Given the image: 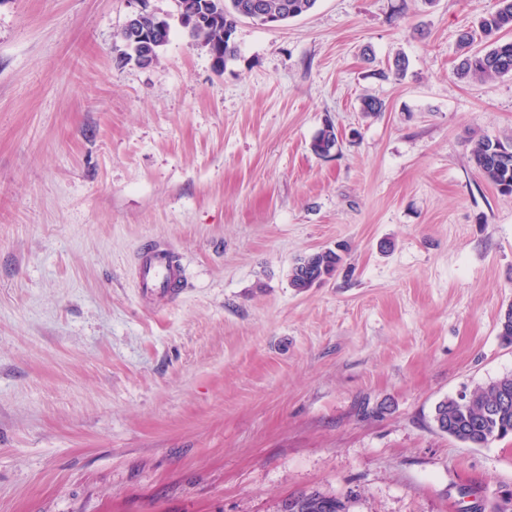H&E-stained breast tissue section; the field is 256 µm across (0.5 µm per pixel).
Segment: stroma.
Listing matches in <instances>:
<instances>
[{
    "label": "stroma",
    "instance_id": "obj_1",
    "mask_svg": "<svg viewBox=\"0 0 512 512\" xmlns=\"http://www.w3.org/2000/svg\"><path fill=\"white\" fill-rule=\"evenodd\" d=\"M494 4L317 0L239 19L219 67L150 0L171 35L141 68L129 0H0V512L512 507V437L433 420L512 373V195L470 160L512 139V76L454 74ZM154 241L183 267L164 306L136 288ZM267 13L279 16L283 22L311 11L317 0H258ZM338 146V137L333 125L324 126L314 137L311 143V150L314 154L327 157L332 153V149ZM340 261L341 256L332 249L298 259L292 268L290 278L292 288L299 292L306 291L316 282L331 276ZM289 498L302 500V506L299 512H348V501L336 496H327L319 492H311ZM328 502H332L333 506L326 508Z\"/></svg>",
    "mask_w": 512,
    "mask_h": 512
}]
</instances>
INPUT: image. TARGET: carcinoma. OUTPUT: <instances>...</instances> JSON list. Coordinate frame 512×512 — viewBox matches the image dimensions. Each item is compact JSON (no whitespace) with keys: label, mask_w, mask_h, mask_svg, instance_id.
<instances>
[{"label":"carcinoma","mask_w":512,"mask_h":512,"mask_svg":"<svg viewBox=\"0 0 512 512\" xmlns=\"http://www.w3.org/2000/svg\"><path fill=\"white\" fill-rule=\"evenodd\" d=\"M255 0H209L213 12L223 21L209 30H193L188 36L195 42L224 46V59L235 56L233 35L241 17L252 16ZM266 12L282 21L311 11L317 0H260ZM480 39L485 46L471 50L475 33L466 30L460 35L461 47L466 49L455 66L457 78L482 81L490 77L512 75V0H497L496 8L482 15L478 21ZM338 144L333 125L324 126L314 137L311 150L327 157ZM470 157L483 178L500 193L512 195V142L485 137L479 139L470 151ZM341 256L334 250L318 252L300 258L292 268L290 284L303 292L315 283L332 275ZM509 403L499 404L502 395ZM434 421L438 429L449 436L472 446L484 447L512 435V374H507L485 387L475 389L470 395L449 397L435 407ZM300 512H348L347 501L319 492L304 493Z\"/></svg>","instance_id":"cac0c4a2"}]
</instances>
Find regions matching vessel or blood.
<instances>
[{
  "instance_id": "obj_1",
  "label": "vessel or blood",
  "mask_w": 512,
  "mask_h": 512,
  "mask_svg": "<svg viewBox=\"0 0 512 512\" xmlns=\"http://www.w3.org/2000/svg\"><path fill=\"white\" fill-rule=\"evenodd\" d=\"M183 272L168 246L155 245L142 252L138 287L157 301L168 302L181 292Z\"/></svg>"
}]
</instances>
